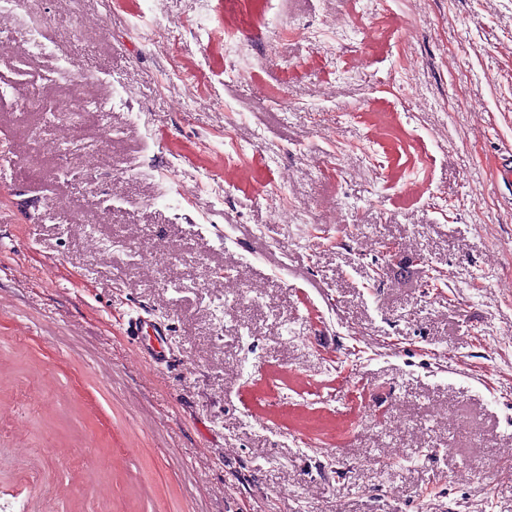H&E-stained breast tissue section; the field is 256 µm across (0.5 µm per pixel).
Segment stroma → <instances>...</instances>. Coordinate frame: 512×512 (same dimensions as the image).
<instances>
[{
	"label": "stroma",
	"mask_w": 512,
	"mask_h": 512,
	"mask_svg": "<svg viewBox=\"0 0 512 512\" xmlns=\"http://www.w3.org/2000/svg\"><path fill=\"white\" fill-rule=\"evenodd\" d=\"M197 11L9 21L0 89L85 109L0 111V512H512V0ZM126 333L141 340L139 345L141 352L153 363L165 362V344L168 336L165 324L138 315L127 320Z\"/></svg>",
	"instance_id": "35a3bbf8"
}]
</instances>
